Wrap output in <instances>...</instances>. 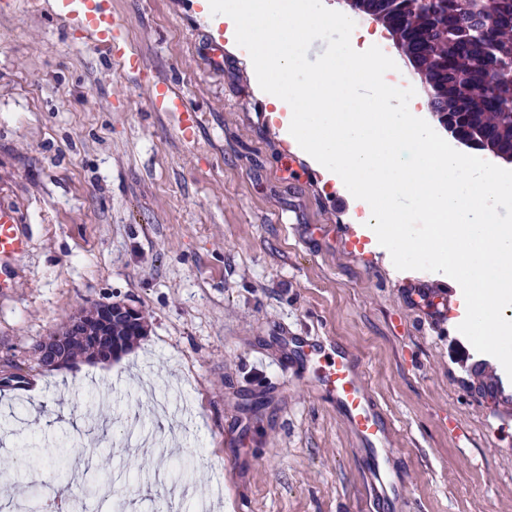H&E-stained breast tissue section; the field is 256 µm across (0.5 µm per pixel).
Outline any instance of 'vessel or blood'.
Here are the masks:
<instances>
[{
    "label": "vessel or blood",
    "mask_w": 512,
    "mask_h": 512,
    "mask_svg": "<svg viewBox=\"0 0 512 512\" xmlns=\"http://www.w3.org/2000/svg\"><path fill=\"white\" fill-rule=\"evenodd\" d=\"M108 3L109 0H54L53 16L78 25L92 46L108 57L118 58L123 69H141L140 54L125 53L118 47L117 23ZM152 102L160 110L177 113L182 137L193 139L199 115L179 92L156 84ZM28 248L15 211L0 205V260L19 257ZM362 365L361 356L349 347L318 336L294 337L285 342L280 362L287 376L306 369L311 382L358 439L361 466L369 480L372 512H406L402 484L389 466L394 454L390 443L392 423L371 395Z\"/></svg>",
    "instance_id": "obj_1"
}]
</instances>
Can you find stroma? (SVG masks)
<instances>
[{
    "label": "stroma",
    "instance_id": "1",
    "mask_svg": "<svg viewBox=\"0 0 512 512\" xmlns=\"http://www.w3.org/2000/svg\"><path fill=\"white\" fill-rule=\"evenodd\" d=\"M53 0H0V205L28 252L0 262V512L71 456V512H371L358 441L300 378L285 336L365 360L394 422L408 512H512V406L474 366L457 282L396 269L351 193L271 115L243 50L209 65L192 0H112L123 69L53 20ZM166 81L202 106L192 142L154 111ZM432 283V327L409 283ZM136 307L148 332L119 358L48 371L35 346L87 303ZM108 493H92V480Z\"/></svg>",
    "mask_w": 512,
    "mask_h": 512
}]
</instances>
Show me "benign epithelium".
Here are the masks:
<instances>
[{"label":"benign epithelium","instance_id":"obj_1","mask_svg":"<svg viewBox=\"0 0 512 512\" xmlns=\"http://www.w3.org/2000/svg\"><path fill=\"white\" fill-rule=\"evenodd\" d=\"M135 321L137 333L147 330L139 319L138 310L120 301H95L77 311L66 322L57 326L51 336L38 343L35 355L45 368L59 369L78 358L107 360L120 352V343L112 335V324L117 319Z\"/></svg>","mask_w":512,"mask_h":512}]
</instances>
